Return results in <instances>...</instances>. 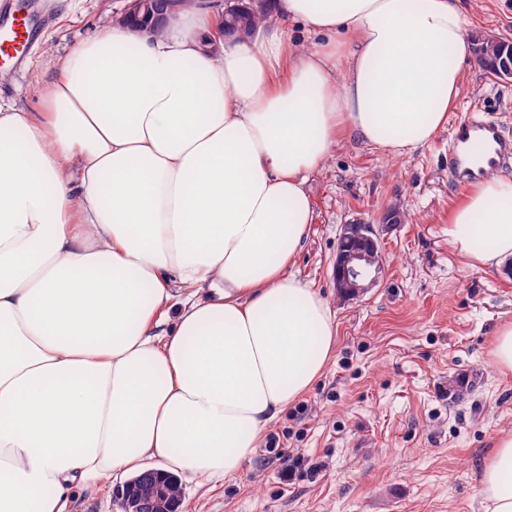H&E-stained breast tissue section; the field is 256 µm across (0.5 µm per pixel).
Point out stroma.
I'll return each instance as SVG.
<instances>
[{
	"label": "stroma",
	"mask_w": 512,
	"mask_h": 512,
	"mask_svg": "<svg viewBox=\"0 0 512 512\" xmlns=\"http://www.w3.org/2000/svg\"><path fill=\"white\" fill-rule=\"evenodd\" d=\"M127 0H50L48 23L20 68L0 67V100L26 112L74 45L110 28ZM470 32L512 38V0H469ZM498 121L512 136V81L478 65L464 73L449 122ZM449 130L394 159L343 140L308 180L315 220L294 268L328 300L336 348L326 372L218 485L183 482L179 512H482L479 476L497 434L512 431V374L491 355L512 322V262L470 265L448 244L449 210L464 189L448 179ZM382 271L366 294L336 293L333 262L343 225L379 223ZM467 376L458 400L448 382ZM289 480H282L284 468Z\"/></svg>",
	"instance_id": "obj_1"
}]
</instances>
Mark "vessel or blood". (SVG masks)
Here are the masks:
<instances>
[{
    "instance_id": "1",
    "label": "vessel or blood",
    "mask_w": 512,
    "mask_h": 512,
    "mask_svg": "<svg viewBox=\"0 0 512 512\" xmlns=\"http://www.w3.org/2000/svg\"><path fill=\"white\" fill-rule=\"evenodd\" d=\"M0 11L10 24L0 34V59L22 64L34 44V17L48 18V0H36L34 8L22 12L14 0H0ZM512 165V137L500 124L486 118L468 117L455 122L450 138L449 177L456 186H466L484 172Z\"/></svg>"
}]
</instances>
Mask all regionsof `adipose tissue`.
<instances>
[{
	"mask_svg": "<svg viewBox=\"0 0 512 512\" xmlns=\"http://www.w3.org/2000/svg\"><path fill=\"white\" fill-rule=\"evenodd\" d=\"M465 10L270 0L257 38L206 54L200 6L77 44L38 111L0 101V512H70L149 459L242 470L336 347L293 271L308 177L344 138L397 157L432 139L473 57ZM447 232L471 265L511 262L512 179L476 181ZM479 481L485 512H512V434Z\"/></svg>",
	"mask_w": 512,
	"mask_h": 512,
	"instance_id": "1",
	"label": "adipose tissue"
}]
</instances>
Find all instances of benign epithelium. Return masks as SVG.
Returning <instances> with one entry per match:
<instances>
[{
	"mask_svg": "<svg viewBox=\"0 0 512 512\" xmlns=\"http://www.w3.org/2000/svg\"><path fill=\"white\" fill-rule=\"evenodd\" d=\"M183 11L181 0H129L119 23L141 32H153L157 23L167 24ZM382 226L355 222L343 227L334 262L338 296L354 298L374 287L381 272ZM180 487L172 484L159 492L152 512H176Z\"/></svg>",
	"mask_w": 512,
	"mask_h": 512,
	"instance_id": "7a95c632",
	"label": "benign epithelium"
}]
</instances>
